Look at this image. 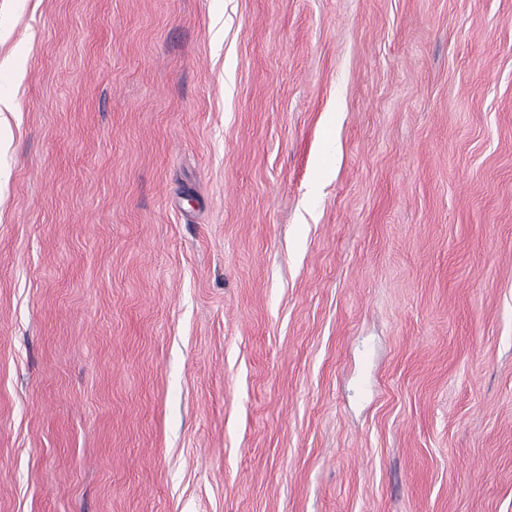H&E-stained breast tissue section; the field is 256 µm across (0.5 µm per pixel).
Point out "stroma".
<instances>
[{"label": "stroma", "mask_w": 512, "mask_h": 512, "mask_svg": "<svg viewBox=\"0 0 512 512\" xmlns=\"http://www.w3.org/2000/svg\"><path fill=\"white\" fill-rule=\"evenodd\" d=\"M12 90L0 512H512V0H0Z\"/></svg>", "instance_id": "1"}]
</instances>
